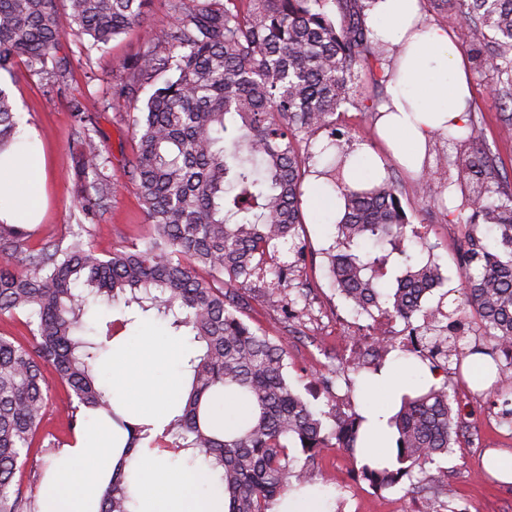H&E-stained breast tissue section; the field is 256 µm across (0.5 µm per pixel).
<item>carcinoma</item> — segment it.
<instances>
[{"instance_id":"cac0c4a2","label":"carcinoma","mask_w":512,"mask_h":512,"mask_svg":"<svg viewBox=\"0 0 512 512\" xmlns=\"http://www.w3.org/2000/svg\"><path fill=\"white\" fill-rule=\"evenodd\" d=\"M438 11L455 5L468 25L477 67L488 54L496 80L493 95L512 102V0H427ZM69 25L57 17V0H0V70L18 64L47 74L65 72L58 56L70 36L79 57L90 61L119 35L142 23L147 0H67ZM365 0H170L169 20L150 33L147 52L123 65L121 116L136 141L124 174L135 185L148 231L122 252L103 253L91 227L110 207L118 182L103 136L92 122V97L76 102L75 166L79 230L70 241L31 243L30 230L0 223V316L25 317L28 335H0V512H39L38 495L19 478L31 453L50 454L72 444L91 411L102 410L129 431L122 461L103 491L100 512H131L125 467L148 448L203 459L219 474L228 512H271L289 490L313 484L314 462L326 448L350 455L367 436L368 417L338 416L314 408L288 381V338L274 341L243 318L239 290L273 275L266 302L292 308L281 294L303 243V182L309 163L340 191L344 213L328 252V274L358 315L377 309L404 322L411 345L383 344L426 366L412 392L388 419L395 456L385 465L363 462L358 476L379 490L411 480L437 458L462 447V409L448 378L464 360L488 356L497 369L501 421L512 425V186L502 180L474 124L439 140L455 150L437 157L448 176L435 185L444 202L453 187L460 203L451 211L467 228L458 266L463 299L447 311L444 301L425 306L427 294L445 280L429 254L417 261L401 247L411 221L390 177L366 189L345 179L353 151L336 127L345 105L368 111L358 77L387 56L371 37ZM151 87L142 99L141 92ZM17 128L10 93L0 86V151ZM328 132L319 151L309 136ZM390 245L400 257L395 286L389 255L365 249ZM123 306L132 317L150 315L184 330L199 351L182 367L191 379L178 413L162 433L130 426L112 411L111 394L98 367L115 336H86L90 305ZM480 320L486 343L470 349L450 330L469 314ZM422 323L413 325L414 316ZM68 391L63 412L67 440L40 435L47 413L49 378ZM235 396L249 410L238 430L218 438L201 423L202 403L215 389Z\"/></svg>"}]
</instances>
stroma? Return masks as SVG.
I'll use <instances>...</instances> for the list:
<instances>
[{
  "label": "stroma",
  "mask_w": 512,
  "mask_h": 512,
  "mask_svg": "<svg viewBox=\"0 0 512 512\" xmlns=\"http://www.w3.org/2000/svg\"><path fill=\"white\" fill-rule=\"evenodd\" d=\"M169 0H149L146 19L141 26L113 41L105 50L94 52L91 62H72L70 70L55 76L16 66L13 73H0V82L9 85L22 126L35 130L34 149L46 160L48 203L42 221L33 230L34 240L58 238L77 224L79 212L74 205V184L66 179L72 162L74 101L97 97L104 107L94 112L112 161L107 173L123 182L111 205L94 226L92 240L99 249L117 252L127 249L147 229L136 189L125 180L123 164L134 149V141L125 124L117 122L111 104L122 77L124 61L142 55L147 47L150 26L166 21ZM472 99L469 121L482 133L484 144L495 156L503 176L512 178V133L504 132L502 105L489 91V74L471 73ZM375 115L351 106L336 115L337 125L349 131L352 144L383 153L374 127ZM384 171L395 182L402 205L412 224L426 232L433 253L442 266L445 281L428 296V304L452 305V293L460 286L457 257L464 238L463 225L446 217L431 199L417 190L415 176L392 159L383 161ZM304 261L296 273L308 282L306 302L298 303L292 313L269 306L263 297L264 282L243 291L244 318L267 336L288 337V379L297 392L318 409L348 414L385 405L397 406L415 375L404 368L397 352L384 350L380 356L386 368L399 373L394 388L377 386L368 372L354 371L341 358V337L366 332L367 317H355L347 302L332 287L326 275V251L333 244L336 228L326 215L304 210ZM467 402L471 410L469 442L465 447L438 459L430 469L439 483L449 485L453 496L444 503L445 512H512V484L491 478L484 470L482 457L491 449L512 450V427L500 424L501 403L488 389L471 387ZM354 462L340 448L325 450L316 460V483L321 487L330 512H375L386 500L399 501L404 512H421V495H410L398 488L376 492L366 481L353 476Z\"/></svg>",
  "instance_id": "obj_1"
}]
</instances>
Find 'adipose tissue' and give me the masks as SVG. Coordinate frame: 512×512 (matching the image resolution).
<instances>
[{
    "mask_svg": "<svg viewBox=\"0 0 512 512\" xmlns=\"http://www.w3.org/2000/svg\"><path fill=\"white\" fill-rule=\"evenodd\" d=\"M367 14L374 38L390 50L382 65L377 133L388 154L417 176L437 133L468 124L471 88L464 57L446 28L423 18L419 0H373ZM32 135L21 129L17 142L0 155V221L8 224H36L43 207L45 161L30 149ZM184 355L179 340L150 323L135 335L113 338L112 358L103 367L113 406L130 422L162 432L187 387L184 376L169 370ZM126 439V431L99 421L78 432L45 475L41 512H99ZM129 469L136 475L132 512H227L217 480L199 493L201 465L176 467L148 450Z\"/></svg>",
    "mask_w": 512,
    "mask_h": 512,
    "instance_id": "adipose-tissue-1",
    "label": "adipose tissue"
}]
</instances>
